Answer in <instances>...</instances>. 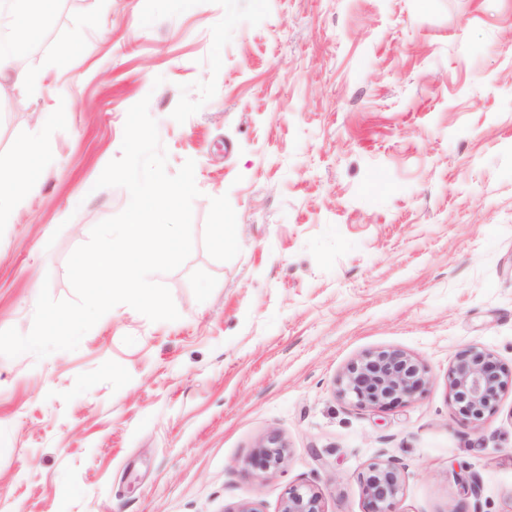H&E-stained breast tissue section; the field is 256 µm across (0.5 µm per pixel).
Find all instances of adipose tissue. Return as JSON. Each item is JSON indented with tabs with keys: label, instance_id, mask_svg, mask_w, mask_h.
Instances as JSON below:
<instances>
[{
	"label": "adipose tissue",
	"instance_id": "adipose-tissue-1",
	"mask_svg": "<svg viewBox=\"0 0 512 512\" xmlns=\"http://www.w3.org/2000/svg\"><path fill=\"white\" fill-rule=\"evenodd\" d=\"M9 15L14 24L8 30L0 29V78L7 77L16 84L28 85L35 78L20 62V42L36 41L42 21L54 9L56 0H7ZM17 170L13 178L0 180V215L10 214L17 200L36 192L45 172L44 154L38 141L22 144L16 157Z\"/></svg>",
	"mask_w": 512,
	"mask_h": 512
}]
</instances>
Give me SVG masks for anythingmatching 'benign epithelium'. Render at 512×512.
Returning <instances> with one entry per match:
<instances>
[{
  "instance_id": "7a95c632",
  "label": "benign epithelium",
  "mask_w": 512,
  "mask_h": 512,
  "mask_svg": "<svg viewBox=\"0 0 512 512\" xmlns=\"http://www.w3.org/2000/svg\"><path fill=\"white\" fill-rule=\"evenodd\" d=\"M426 367L397 349L368 352L352 361L338 380L339 392L361 405L383 407L412 398L426 383ZM451 400L464 422L478 427L495 408L500 394L512 387V369L499 364L481 349L461 352L448 371ZM283 459V445L272 436L259 454L258 467L267 472ZM368 512H397L400 469L393 460L373 464L363 479ZM281 512H324L321 496L313 491L291 489Z\"/></svg>"
}]
</instances>
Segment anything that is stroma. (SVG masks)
<instances>
[{"instance_id": "stroma-1", "label": "stroma", "mask_w": 512, "mask_h": 512, "mask_svg": "<svg viewBox=\"0 0 512 512\" xmlns=\"http://www.w3.org/2000/svg\"><path fill=\"white\" fill-rule=\"evenodd\" d=\"M25 55L0 176L28 140L46 173L0 222V330H31L42 286L73 298L70 254L127 206L95 182L131 106L201 195L191 256L155 277L179 320L121 304L77 350L0 356V512H281L292 488L367 512L387 459L398 512H512V388L474 430L448 385L471 347L512 368V0H57ZM384 349L423 391L341 396ZM426 374L423 364L400 350L368 352L347 366L339 392L361 405L383 407L411 399L423 389ZM268 444L272 446H263L265 448L257 459L258 467L267 472L271 469H276L283 459L284 446L280 443L279 439L272 436L268 439ZM363 482L368 500L367 512H398L396 500L400 492V469L394 460L373 464Z\"/></svg>"}]
</instances>
